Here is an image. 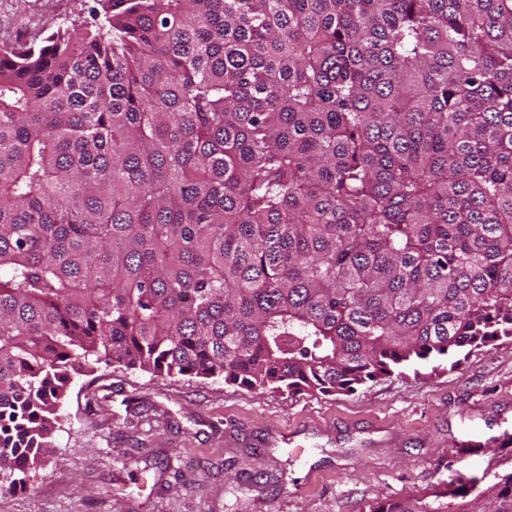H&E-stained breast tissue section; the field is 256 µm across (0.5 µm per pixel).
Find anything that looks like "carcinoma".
<instances>
[{"instance_id":"carcinoma-1","label":"carcinoma","mask_w":512,"mask_h":512,"mask_svg":"<svg viewBox=\"0 0 512 512\" xmlns=\"http://www.w3.org/2000/svg\"><path fill=\"white\" fill-rule=\"evenodd\" d=\"M100 2L0 45L1 489L101 362L326 396L512 343V0ZM434 497L365 512L512 473Z\"/></svg>"}]
</instances>
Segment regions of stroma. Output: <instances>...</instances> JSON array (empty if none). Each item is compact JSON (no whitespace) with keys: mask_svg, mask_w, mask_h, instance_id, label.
<instances>
[{"mask_svg":"<svg viewBox=\"0 0 512 512\" xmlns=\"http://www.w3.org/2000/svg\"><path fill=\"white\" fill-rule=\"evenodd\" d=\"M99 0H0V44L95 27ZM302 428L297 447L275 441ZM512 345L348 395L251 392L98 364L76 376L53 448L0 512H363L512 473Z\"/></svg>","mask_w":512,"mask_h":512,"instance_id":"35a3bbf8","label":"stroma"}]
</instances>
